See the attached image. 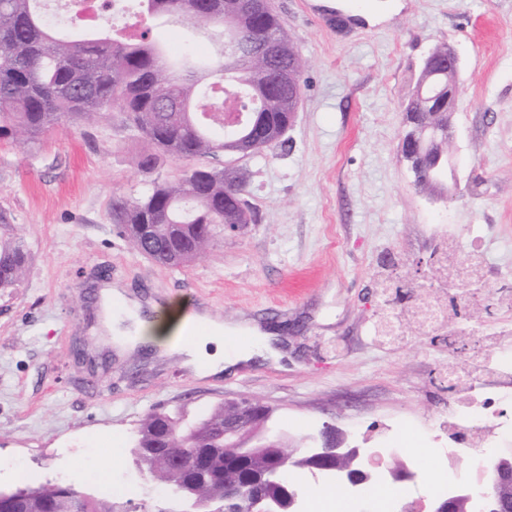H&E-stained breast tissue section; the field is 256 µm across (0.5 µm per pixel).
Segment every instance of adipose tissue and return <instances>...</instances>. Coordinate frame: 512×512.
<instances>
[{"label":"adipose tissue","mask_w":512,"mask_h":512,"mask_svg":"<svg viewBox=\"0 0 512 512\" xmlns=\"http://www.w3.org/2000/svg\"><path fill=\"white\" fill-rule=\"evenodd\" d=\"M104 325L109 340L116 347L131 350L152 343L158 344L165 358L178 359L183 367L197 377L209 378L254 364L257 357L280 359L276 339L262 335L240 323L224 324L207 313L178 318L161 325L143 319L138 309H127L124 317L113 316V305L122 303L118 288L107 286L101 291Z\"/></svg>","instance_id":"obj_1"}]
</instances>
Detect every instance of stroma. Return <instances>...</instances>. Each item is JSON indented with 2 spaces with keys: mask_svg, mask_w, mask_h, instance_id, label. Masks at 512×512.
<instances>
[{
  "mask_svg": "<svg viewBox=\"0 0 512 512\" xmlns=\"http://www.w3.org/2000/svg\"><path fill=\"white\" fill-rule=\"evenodd\" d=\"M272 0L307 67L295 121L283 145L244 160L253 222L217 229L213 247L185 268L135 252L112 219L115 198L152 181L179 179L186 165L137 167L144 142L119 114L45 135L35 148L0 140V215L29 252L15 288L0 291V488L72 485L138 507L176 502L141 479L131 448L150 411L199 415L243 398L273 410V433L291 446L319 443L323 423L383 459L376 485L395 461L451 457L424 476L414 495L437 497L478 484L483 472L448 436L453 397L438 378L448 364L470 365L492 347L512 350V0ZM143 28L170 53L220 56L210 32L178 17H146ZM461 58V102L449 151L451 196L417 187L401 154V105L421 62L439 44ZM458 256L476 251L486 277L478 300L449 286V306L481 343L460 352L421 335L409 316L424 290L412 284L417 260L442 238ZM398 274L400 345L378 341L381 284ZM124 288L165 319L179 307L208 309L225 323L277 330L287 353L219 378L198 379L172 363L106 354L92 284ZM111 490L76 464L87 449ZM19 458L17 473L6 461Z\"/></svg>",
  "mask_w": 512,
  "mask_h": 512,
  "instance_id": "35a3bbf8",
  "label": "stroma"
}]
</instances>
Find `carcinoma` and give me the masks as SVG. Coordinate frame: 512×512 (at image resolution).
<instances>
[{
    "label": "carcinoma",
    "instance_id": "1",
    "mask_svg": "<svg viewBox=\"0 0 512 512\" xmlns=\"http://www.w3.org/2000/svg\"><path fill=\"white\" fill-rule=\"evenodd\" d=\"M140 15H174L199 28L221 30L224 42L247 39L262 45L275 33L278 55L265 62L250 55L217 60L208 68L190 59L177 71L148 39V32L109 26L106 31L72 29L48 18L45 0H0V140L34 147L41 138L93 116L117 111L125 128L144 139L148 149L138 160L146 173L167 160L191 163L173 183L151 182L142 192L119 197L112 205L114 223L133 248L168 267H185L212 246L222 224L252 221L244 174L224 169L252 138L254 155L277 143L297 112L306 62L288 39L271 9H250L244 0H135ZM117 0L113 13L131 7ZM447 45L432 50L429 73L445 84ZM404 111L422 112L430 123L448 111L439 99L420 95L416 86ZM207 159L209 164L195 161ZM28 263L22 240L0 235V289L13 288ZM149 477L171 490L192 482L199 498L213 500L224 484L251 480L264 485L266 463L284 455L270 448L239 466L224 461V405L205 417L188 420L178 412L153 411L143 420L134 447ZM55 490L46 489L18 512H51ZM82 512H112V503L83 495Z\"/></svg>",
    "mask_w": 512,
    "mask_h": 512
}]
</instances>
